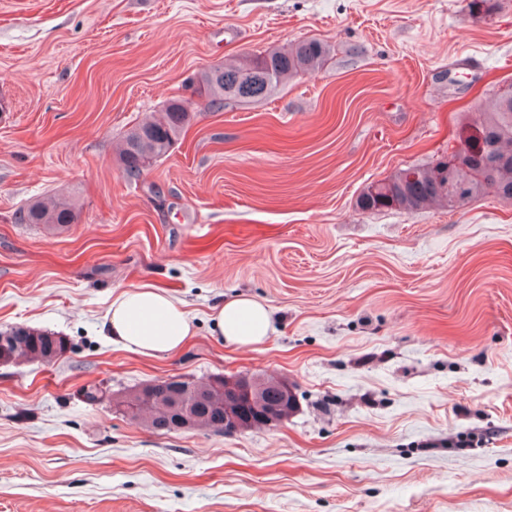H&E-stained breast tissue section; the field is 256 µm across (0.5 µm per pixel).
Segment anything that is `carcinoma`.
Instances as JSON below:
<instances>
[{
	"label": "carcinoma",
	"instance_id": "cac0c4a2",
	"mask_svg": "<svg viewBox=\"0 0 512 512\" xmlns=\"http://www.w3.org/2000/svg\"><path fill=\"white\" fill-rule=\"evenodd\" d=\"M498 8V0H468L467 9L473 16L492 17ZM331 47L317 39H308L286 49H271L258 56L247 58L236 65H218L201 71L191 88V96L170 99L162 110L160 118L139 123L127 131L119 161L125 174L138 178L154 160L168 153L179 140L184 130L194 121L199 112H222L224 107L234 104L247 106L261 102L284 87L288 81L325 67L331 59ZM248 71L263 76L255 95L247 100H238L224 94V84ZM493 110L479 112L467 119L462 128L476 127L486 136L492 149L487 155L474 158L466 167L455 174L454 181L441 175L430 166H409L399 168L389 177L368 186L357 198L356 205L363 211H377L388 207L392 196L404 188L414 197L409 208L411 212L430 207L453 211L463 207L454 200L457 186H466L467 201H478L494 195L501 200L512 201V96L505 97L494 92ZM507 157L509 162L492 169L487 167L486 158ZM414 172L415 181L407 180V174ZM79 213L68 196L54 195L26 204L15 214L17 224H38L43 229L61 231L78 221ZM13 341L10 350L23 357L22 364L54 365L67 351L65 338L32 328L15 326L0 331ZM281 378L267 376L260 378L263 400L281 404L285 415L291 416L297 409L296 400L286 397ZM177 397L185 388H204L200 380L173 377L159 383ZM150 387L144 383L122 392L117 398L110 391L96 384L82 388L81 396L89 405L106 403L118 407L124 403L138 401V425L152 431L169 433L171 425L179 415L170 412L167 402H150L141 393ZM195 420L190 429L198 431L224 432V401L204 396L194 409Z\"/></svg>",
	"mask_w": 512,
	"mask_h": 512
}]
</instances>
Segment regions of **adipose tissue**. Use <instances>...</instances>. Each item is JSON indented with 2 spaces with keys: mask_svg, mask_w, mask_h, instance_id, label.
Returning a JSON list of instances; mask_svg holds the SVG:
<instances>
[{
  "mask_svg": "<svg viewBox=\"0 0 512 512\" xmlns=\"http://www.w3.org/2000/svg\"><path fill=\"white\" fill-rule=\"evenodd\" d=\"M211 319L218 336L237 346L261 345L272 331L269 309L245 295L216 305ZM103 329L113 342L148 357L180 349L193 334L182 303L151 284L117 296L104 317Z\"/></svg>",
  "mask_w": 512,
  "mask_h": 512,
  "instance_id": "1",
  "label": "adipose tissue"
}]
</instances>
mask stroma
Masks as SVG:
<instances>
[{
    "instance_id": "1",
    "label": "stroma",
    "mask_w": 512,
    "mask_h": 512,
    "mask_svg": "<svg viewBox=\"0 0 512 512\" xmlns=\"http://www.w3.org/2000/svg\"><path fill=\"white\" fill-rule=\"evenodd\" d=\"M0 0V330L62 336L0 364V512H512V202L365 212L359 194L446 155L512 82V0ZM319 39L323 70L196 118L128 179L121 138L197 74ZM69 195L60 234L15 210ZM144 283L195 334L147 358L103 332ZM246 294L254 348L212 333ZM266 374L299 407L224 436L153 433L80 389ZM211 320L218 336L238 347L259 346L272 332L269 309L260 301L245 295L216 305ZM0 336H8L14 342L10 351L17 350L18 356L23 357L22 363L15 366L54 365L65 355L68 346L62 336L23 326L0 331Z\"/></svg>"
}]
</instances>
